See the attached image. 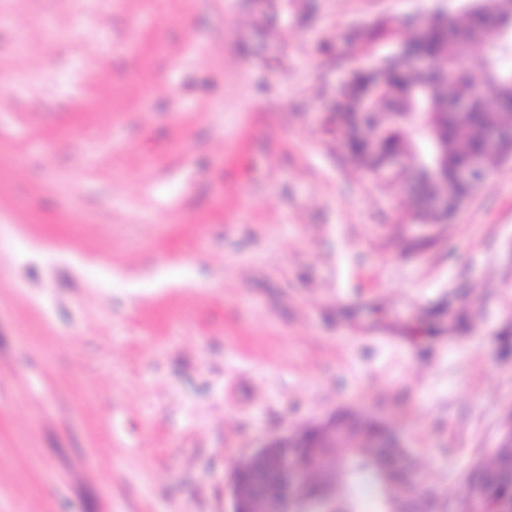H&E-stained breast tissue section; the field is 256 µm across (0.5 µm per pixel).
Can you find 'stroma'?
<instances>
[{
  "instance_id": "35a3bbf8",
  "label": "stroma",
  "mask_w": 512,
  "mask_h": 512,
  "mask_svg": "<svg viewBox=\"0 0 512 512\" xmlns=\"http://www.w3.org/2000/svg\"><path fill=\"white\" fill-rule=\"evenodd\" d=\"M463 0H0V512H224L339 412L457 488L512 409V165L448 224L328 109Z\"/></svg>"
}]
</instances>
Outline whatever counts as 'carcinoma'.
<instances>
[{"instance_id":"1","label":"carcinoma","mask_w":512,"mask_h":512,"mask_svg":"<svg viewBox=\"0 0 512 512\" xmlns=\"http://www.w3.org/2000/svg\"><path fill=\"white\" fill-rule=\"evenodd\" d=\"M497 11L496 0H467L448 21L457 31L453 40L438 23L430 28H418L406 19L391 16L361 35H348L353 41L361 39L373 44L390 41L400 27L413 30L412 36L400 42L399 49L377 69L349 72L336 91L330 124L351 164L367 175L376 174L386 156L409 154L405 176L409 179L412 212L432 224L453 217V207H448L446 214L429 210L422 206V197L446 195L459 201L469 196V187L454 181L453 169L467 159L487 131L507 114L501 99L512 97V50H501L494 41L486 40L494 31ZM475 45L482 51L480 69L500 77L501 85L497 96L479 99L470 111L443 122L438 136L448 145V173L433 174L424 165L432 149L431 141L422 137L418 153L412 154L396 130V113L404 109L412 92L425 84L424 76L410 68L408 57L423 53L448 63L447 76L431 90L434 105L438 106L462 96L468 89L469 78L458 67L457 59ZM375 81L383 83L385 92L375 101L372 118L389 131L378 152L369 150L361 138L358 113L360 98ZM391 432L392 428L384 421L365 413H342L321 429L303 428L299 433V447L290 448L285 441L275 449V467L264 489L272 495L279 512H302L307 505L315 507L317 512H364L367 498L372 501L374 512H428L430 490L412 488L416 460ZM331 437H340L343 443L334 448L317 447L319 440ZM297 462L309 477L298 496L289 478ZM474 494L482 499L487 512H512V438L499 441L483 466L452 498L464 502Z\"/></svg>"}]
</instances>
